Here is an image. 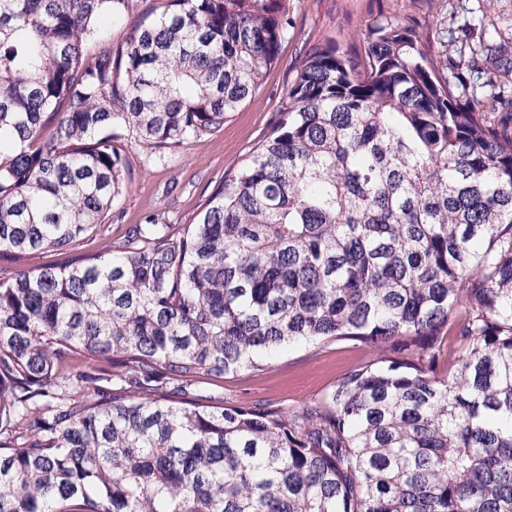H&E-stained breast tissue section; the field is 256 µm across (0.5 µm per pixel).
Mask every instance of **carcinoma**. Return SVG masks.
Wrapping results in <instances>:
<instances>
[{
  "label": "carcinoma",
  "mask_w": 512,
  "mask_h": 512,
  "mask_svg": "<svg viewBox=\"0 0 512 512\" xmlns=\"http://www.w3.org/2000/svg\"><path fill=\"white\" fill-rule=\"evenodd\" d=\"M144 2L0 0V257L98 233L123 140L224 127L288 33L277 0ZM428 42L308 46L186 226L0 280V512H512V96ZM342 340L376 358L309 404L194 394Z\"/></svg>",
  "instance_id": "cac0c4a2"
}]
</instances>
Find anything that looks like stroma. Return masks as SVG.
I'll use <instances>...</instances> for the list:
<instances>
[{"label":"stroma","mask_w":512,"mask_h":512,"mask_svg":"<svg viewBox=\"0 0 512 512\" xmlns=\"http://www.w3.org/2000/svg\"><path fill=\"white\" fill-rule=\"evenodd\" d=\"M279 6L290 26L261 88L223 128L172 151L155 155L140 142L129 143L125 152L131 182L113 203L110 220L80 242L79 253L104 250L150 215L165 224L187 223L269 130L305 46L327 38L352 45L377 19L395 17L420 22L432 50L444 51L448 58H458L466 41L478 50L476 66H484L488 46L502 48L512 59V0H279ZM371 358L370 351L353 341L293 347L261 370L204 380L200 392L233 405L291 409L322 396L344 373Z\"/></svg>","instance_id":"1"}]
</instances>
